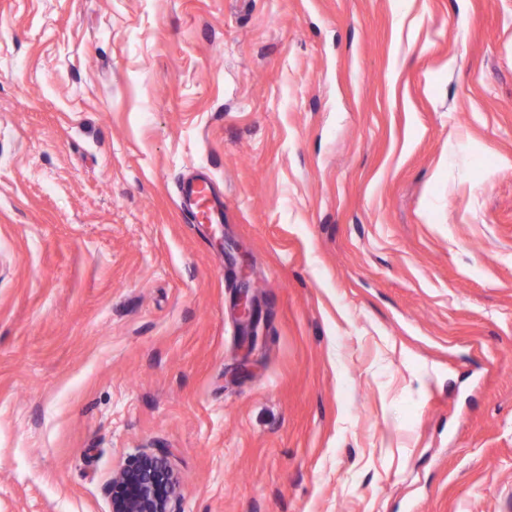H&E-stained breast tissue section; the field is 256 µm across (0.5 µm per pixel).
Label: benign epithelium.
Wrapping results in <instances>:
<instances>
[{
    "instance_id": "1",
    "label": "benign epithelium",
    "mask_w": 512,
    "mask_h": 512,
    "mask_svg": "<svg viewBox=\"0 0 512 512\" xmlns=\"http://www.w3.org/2000/svg\"><path fill=\"white\" fill-rule=\"evenodd\" d=\"M235 307L245 328L255 329L258 309L249 289H238ZM177 489L168 456L143 452L113 474L106 493L112 512H176Z\"/></svg>"
}]
</instances>
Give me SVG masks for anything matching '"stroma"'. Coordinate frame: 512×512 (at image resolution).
<instances>
[{"instance_id": "35a3bbf8", "label": "stroma", "mask_w": 512, "mask_h": 512, "mask_svg": "<svg viewBox=\"0 0 512 512\" xmlns=\"http://www.w3.org/2000/svg\"><path fill=\"white\" fill-rule=\"evenodd\" d=\"M145 451L180 512H512V0H0V512ZM180 200H183L192 224H223L224 201L213 191L212 180L207 174L195 179L184 178L179 185ZM235 307L242 324L245 326V328L250 329L251 335L250 338L248 337L247 343L249 345H253V336H255L254 329L256 327L259 313L256 307V302L252 295L249 293V289H238L235 300Z\"/></svg>"}]
</instances>
